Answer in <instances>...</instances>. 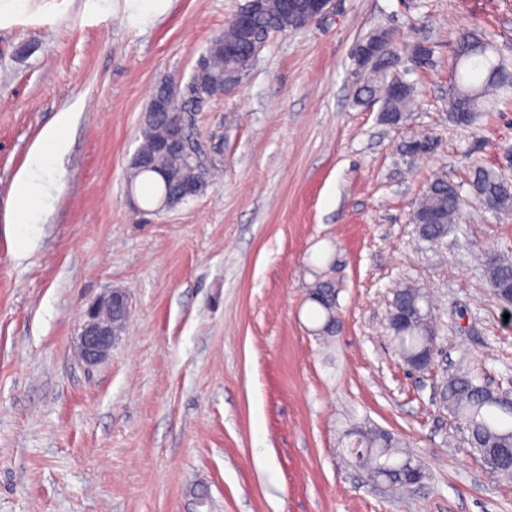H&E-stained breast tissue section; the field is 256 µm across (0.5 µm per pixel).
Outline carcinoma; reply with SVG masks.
<instances>
[{"label":"carcinoma","instance_id":"carcinoma-1","mask_svg":"<svg viewBox=\"0 0 512 512\" xmlns=\"http://www.w3.org/2000/svg\"><path fill=\"white\" fill-rule=\"evenodd\" d=\"M256 25L269 30L288 25V16L283 12L281 0H263L256 15ZM379 36L387 40L389 55L385 62L386 72L377 67H368L360 75L361 92L381 102L382 120L398 125L407 116L415 102V89L406 81L401 72L402 55L392 42L390 33L377 29L362 39L366 43ZM239 33L235 22L224 29V43L238 45L235 64L240 69L249 65L248 46L238 41ZM489 40L475 32L463 34L455 51V75L448 88V119L457 126H470L478 113L488 112L493 105L502 102L511 106L507 95L512 87V73L501 59H492L483 54ZM229 64L226 57L209 58L207 69L213 79L207 86V98L213 100L224 94V67ZM403 85L399 96L390 93V79ZM179 119L174 113L171 118H161L144 127L140 149L149 150L153 143L162 138L166 125ZM163 166L177 178L192 176L181 159L170 156L162 161ZM144 181L152 185L150 202L156 203L171 189L153 171L129 173V184ZM469 194L485 209L495 214L512 213V182L492 167L473 166L468 179ZM465 199L460 186L440 178L427 187L423 197L411 214L412 223L418 225L420 237L428 243L438 244L450 235L461 231ZM485 268L488 285L498 295L504 288H512V258L495 251L487 252ZM309 300L315 304L317 313L323 318L318 330L329 335L336 329V285L329 279L318 276L310 286ZM392 310H412L415 320L410 325L400 326L389 323L393 342L401 356L409 362L416 359L435 345V330L432 326L433 306L422 289L404 285L394 292ZM441 397L448 412L464 430L471 435V448L479 455L491 449L512 448V398L506 392L488 388L480 375L467 366L461 365L443 383ZM402 442L393 434H382L378 429L365 427L356 430L355 439L349 443L356 465L368 477L383 478L394 490L403 488L404 472L399 459L410 457L401 451Z\"/></svg>","mask_w":512,"mask_h":512}]
</instances>
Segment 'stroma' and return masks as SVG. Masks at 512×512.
<instances>
[{
    "label": "stroma",
    "mask_w": 512,
    "mask_h": 512,
    "mask_svg": "<svg viewBox=\"0 0 512 512\" xmlns=\"http://www.w3.org/2000/svg\"><path fill=\"white\" fill-rule=\"evenodd\" d=\"M245 0H0V512H512L439 403L446 365L512 388V306L486 281L512 255V215L469 200L465 232L433 250L410 213L435 178L466 183L512 145V107L448 120L456 40L477 30L512 65V0H336L270 38L242 82L195 114L220 165L205 192L155 212L129 187L148 101L184 86ZM384 28L428 41L416 103L384 124L358 102L352 52ZM72 112L70 150L25 261L12 185L31 146ZM437 147L407 164L401 148ZM337 285L334 336L308 299ZM436 304L444 359L411 370L386 328L391 290ZM126 289L108 358L76 354L87 306ZM397 435L425 464L416 492L379 493L344 444Z\"/></svg>",
    "instance_id": "35a3bbf8"
}]
</instances>
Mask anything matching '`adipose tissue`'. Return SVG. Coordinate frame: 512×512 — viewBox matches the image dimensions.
Returning a JSON list of instances; mask_svg holds the SVG:
<instances>
[{"label":"adipose tissue","instance_id":"adipose-tissue-1","mask_svg":"<svg viewBox=\"0 0 512 512\" xmlns=\"http://www.w3.org/2000/svg\"><path fill=\"white\" fill-rule=\"evenodd\" d=\"M69 123V113H59L54 123L43 131L39 141L31 147L26 166L14 180L15 221L22 227L17 234V260L28 258L31 251L26 226L38 222L44 207L53 197L56 189L54 166L68 149L66 130Z\"/></svg>","mask_w":512,"mask_h":512}]
</instances>
